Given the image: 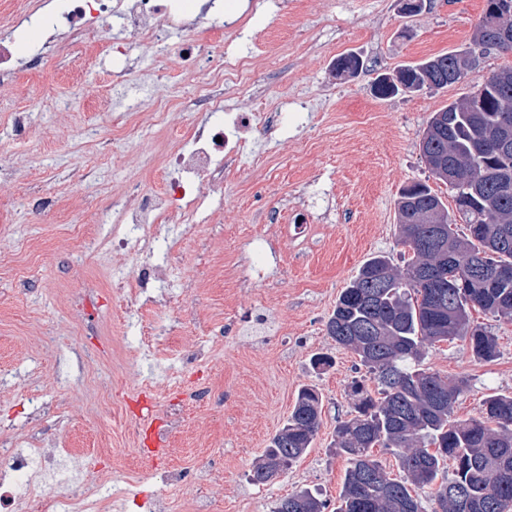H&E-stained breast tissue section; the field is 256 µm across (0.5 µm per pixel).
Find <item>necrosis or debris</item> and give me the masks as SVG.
<instances>
[{
    "mask_svg": "<svg viewBox=\"0 0 512 512\" xmlns=\"http://www.w3.org/2000/svg\"><path fill=\"white\" fill-rule=\"evenodd\" d=\"M187 5L185 0H57L54 14L43 18L42 26L65 27L70 36L82 38L90 23L120 20L130 38L145 49L161 54L165 51L167 29L178 25ZM179 63L189 71L202 70L201 96L209 97L212 87L240 85L250 81L251 54L225 58L222 65L200 69L193 44H186ZM210 109L224 112L221 123L209 130H197L187 149L170 154L169 164L178 171L164 192L139 201L120 211L121 223L139 226L178 222L189 224L192 214L183 212L179 202L187 195L223 196L224 179L220 161H232L243 148L242 135L254 125L273 130L281 113L225 112L222 99H211ZM62 458L57 448H0V512H114L119 501L111 483L100 484L92 499L77 495H59L47 487L46 474Z\"/></svg>",
    "mask_w": 512,
    "mask_h": 512,
    "instance_id": "obj_1",
    "label": "necrosis or debris"
}]
</instances>
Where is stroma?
<instances>
[{
	"label": "stroma",
	"instance_id": "1",
	"mask_svg": "<svg viewBox=\"0 0 512 512\" xmlns=\"http://www.w3.org/2000/svg\"><path fill=\"white\" fill-rule=\"evenodd\" d=\"M222 2L224 41L206 48L205 66L263 45L256 81L225 93V108L282 110L286 119L275 132L248 134L223 200L199 202L201 223L141 225L157 242L150 259L113 252L104 226L117 201L161 191L165 147L212 123L195 96L199 73L136 47L132 74L115 81L106 47L124 34L101 23L78 44L55 32L38 68L21 58L0 79V448L76 449L69 473L90 487L115 477L122 512H150L161 494L172 512H193L202 468L213 476L203 491L211 512H273L305 488L336 506L347 462L334 430L350 411L348 383L365 370L326 322L368 258L399 261L403 186L429 183L454 207L419 148L433 113L512 66V52H493L448 87L381 98L380 74L468 46L486 0H426L412 14L405 0ZM350 52L364 72L335 69ZM168 92L179 107L160 123L150 106ZM18 109L29 121L23 137ZM270 211L279 223H265ZM148 261L167 266L168 278H143ZM472 318L497 336L494 361L476 360L459 340L437 343L423 361L468 378L454 407L460 419L478 416L487 395H512V321L478 309ZM318 352L334 359L323 373L309 366ZM310 384L323 398L311 448L277 482L251 483ZM199 388L206 400L172 427V409ZM147 404L169 430L165 466L180 483H165L139 443Z\"/></svg>",
	"mask_w": 512,
	"mask_h": 512
}]
</instances>
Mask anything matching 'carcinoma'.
<instances>
[{
	"instance_id": "cac0c4a2",
	"label": "carcinoma",
	"mask_w": 512,
	"mask_h": 512,
	"mask_svg": "<svg viewBox=\"0 0 512 512\" xmlns=\"http://www.w3.org/2000/svg\"><path fill=\"white\" fill-rule=\"evenodd\" d=\"M496 10L512 30V0H487L472 37L484 54L512 52V43H500L486 27ZM467 67L463 52H450L400 67L395 88L384 77L376 87L387 97L441 76L448 86ZM359 68L354 54L336 60L341 73ZM475 89V98L433 113L419 144L454 176L449 185L466 233L452 228L454 219L429 185L404 187L397 202L398 236L408 247L403 265L386 255L369 258L326 323L327 335L365 369V377L347 385L349 418L334 432L336 454L348 462L336 512H424V495L432 512H512V395H489L479 416L460 420L454 404L469 380L420 367L430 346L455 340L467 342L476 359L494 360L497 337L471 321V310L512 319V277L495 276L499 267L512 268V84H500L493 73ZM503 137L502 151L482 149ZM321 411L318 388L301 387L254 466L253 483L275 482L307 453ZM375 447L397 455L402 475L390 477L374 458ZM327 509L318 493L303 489L280 499L274 512Z\"/></svg>"
}]
</instances>
